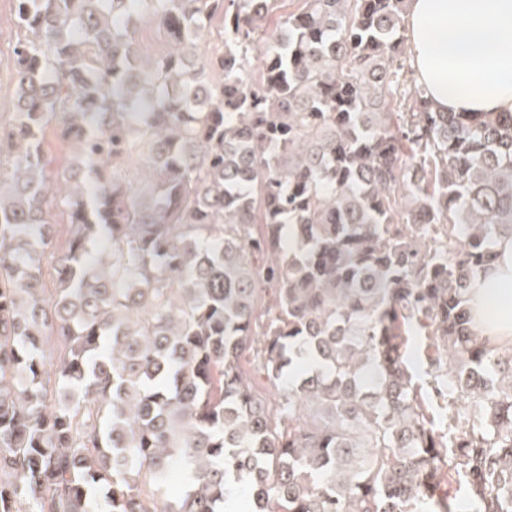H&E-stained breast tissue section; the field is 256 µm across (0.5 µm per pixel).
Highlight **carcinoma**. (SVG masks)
<instances>
[{
  "instance_id": "obj_1",
  "label": "carcinoma",
  "mask_w": 512,
  "mask_h": 512,
  "mask_svg": "<svg viewBox=\"0 0 512 512\" xmlns=\"http://www.w3.org/2000/svg\"><path fill=\"white\" fill-rule=\"evenodd\" d=\"M277 2L15 0L0 512H457L454 484L512 512V347L469 297L512 237V113L434 107L408 0H303L270 32ZM52 123L79 151L59 198ZM421 336L445 350L424 386ZM136 38L141 52L156 55L168 48L165 29L155 20L144 18L140 23Z\"/></svg>"
}]
</instances>
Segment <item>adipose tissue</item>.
<instances>
[{"instance_id": "adipose-tissue-1", "label": "adipose tissue", "mask_w": 512, "mask_h": 512, "mask_svg": "<svg viewBox=\"0 0 512 512\" xmlns=\"http://www.w3.org/2000/svg\"><path fill=\"white\" fill-rule=\"evenodd\" d=\"M405 34L418 81L443 112H512V0H411ZM470 290L475 331L512 344V237Z\"/></svg>"}]
</instances>
